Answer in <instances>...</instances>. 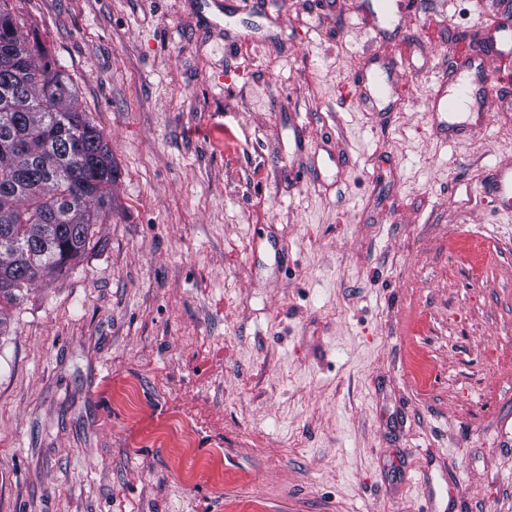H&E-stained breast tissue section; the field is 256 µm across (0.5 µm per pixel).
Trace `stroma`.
Returning a JSON list of instances; mask_svg holds the SVG:
<instances>
[{
  "mask_svg": "<svg viewBox=\"0 0 512 512\" xmlns=\"http://www.w3.org/2000/svg\"><path fill=\"white\" fill-rule=\"evenodd\" d=\"M203 2L11 0L114 175L0 323V512H512V111L428 110L506 0ZM484 194L495 203L496 208H512V168H497L483 185ZM511 211V210H510Z\"/></svg>",
  "mask_w": 512,
  "mask_h": 512,
  "instance_id": "obj_1",
  "label": "stroma"
}]
</instances>
